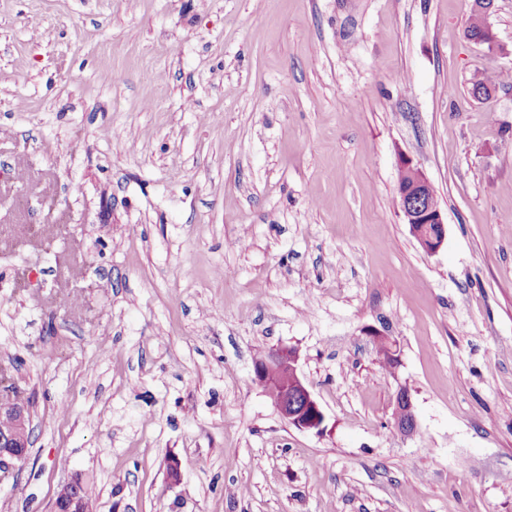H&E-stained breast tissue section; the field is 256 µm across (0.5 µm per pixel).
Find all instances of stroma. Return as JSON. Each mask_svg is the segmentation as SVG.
Instances as JSON below:
<instances>
[{"mask_svg":"<svg viewBox=\"0 0 512 512\" xmlns=\"http://www.w3.org/2000/svg\"><path fill=\"white\" fill-rule=\"evenodd\" d=\"M468 19L0 0V379L35 435L0 506L51 512L79 473L93 512H512V0L498 48ZM405 159L443 212L433 254L400 211ZM282 346L322 432L253 379ZM394 427L404 436L413 435L417 430V420L413 411L411 394L407 388H400L396 394L393 412Z\"/></svg>","mask_w":512,"mask_h":512,"instance_id":"35a3bbf8","label":"stroma"}]
</instances>
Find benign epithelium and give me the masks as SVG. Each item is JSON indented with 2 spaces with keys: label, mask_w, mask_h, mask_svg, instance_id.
Returning <instances> with one entry per match:
<instances>
[{
  "label": "benign epithelium",
  "mask_w": 512,
  "mask_h": 512,
  "mask_svg": "<svg viewBox=\"0 0 512 512\" xmlns=\"http://www.w3.org/2000/svg\"><path fill=\"white\" fill-rule=\"evenodd\" d=\"M412 171L411 182L401 192L400 207L414 238L428 253L437 252L446 237L442 211L434 208L435 190L424 172L407 164ZM434 230H429V225ZM299 357L291 348H277L254 364V379L272 398L281 417L302 431H320L325 415L319 402L298 372ZM9 399L13 418L10 424L0 425V473L17 470L28 457L27 435L32 427L31 410L18 394L17 387H0V400ZM394 427L404 436L417 430L411 394L401 388L396 394L393 412ZM84 492V479L76 474L60 486L53 501L55 512H78Z\"/></svg>",
  "instance_id": "obj_1"
}]
</instances>
